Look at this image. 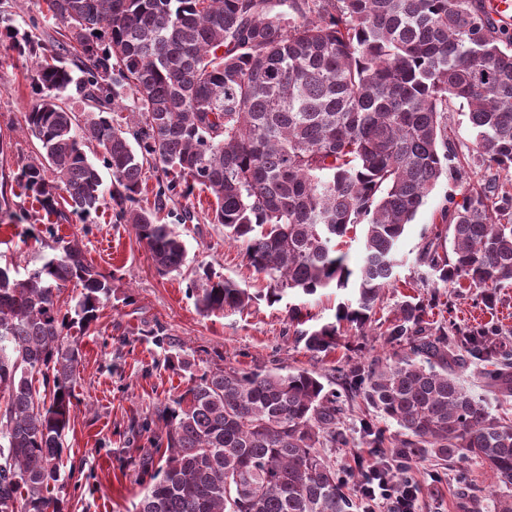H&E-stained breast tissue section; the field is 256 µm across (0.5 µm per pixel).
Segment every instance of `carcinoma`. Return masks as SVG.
<instances>
[{"instance_id":"carcinoma-1","label":"carcinoma","mask_w":512,"mask_h":512,"mask_svg":"<svg viewBox=\"0 0 512 512\" xmlns=\"http://www.w3.org/2000/svg\"><path fill=\"white\" fill-rule=\"evenodd\" d=\"M63 40L20 32L0 14V46L36 61V100L24 129L40 157L17 176L59 222L113 203L161 275L182 274L185 243L158 214L207 191L211 223L242 247L270 283L266 300L355 285L336 322L295 331L315 357L342 347L346 324L367 336L398 249L448 160L458 157L448 112L458 102L474 148L466 161L512 171V24L488 0H46ZM96 109L80 121L69 101ZM128 112L126 126L110 118ZM90 140L97 160L82 149ZM157 172L153 207H134ZM111 186H104L102 170ZM363 228L353 269L341 243ZM419 265L433 289L408 295L380 332L388 355L333 368L343 391L308 369L197 368L163 328L168 367L186 390L133 417L150 474L135 512H352L354 478L320 448L347 445L340 399L375 413L360 424L367 448H391L396 469L421 456L475 460L493 476L487 496L512 512V421L465 388L470 369L495 399L512 400V334L493 321L435 324L451 287L494 311L512 288V192L497 178L438 210ZM51 257L20 275L0 266V512H64L63 436L74 411L87 331L112 296L115 273L87 260L52 224ZM451 236L447 250L439 240ZM81 286L63 310V287ZM209 316L260 297L208 269L187 283ZM393 424L386 435L381 423Z\"/></svg>"}]
</instances>
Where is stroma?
I'll return each instance as SVG.
<instances>
[{"label": "stroma", "mask_w": 512, "mask_h": 512, "mask_svg": "<svg viewBox=\"0 0 512 512\" xmlns=\"http://www.w3.org/2000/svg\"><path fill=\"white\" fill-rule=\"evenodd\" d=\"M34 63L29 57L9 53L0 63V195L18 209L35 213L38 205L23 196L17 181L22 165L35 158L39 145L23 129V114L35 100L32 78ZM489 171L470 167L465 177L444 175L405 231L402 243L404 261L398 270L400 280L410 282L414 293L426 294L424 269L416 258L432 236L434 214L449 197L465 187L484 182ZM195 218L177 225L187 247L186 270L211 269L257 292L266 282L252 276L239 245L225 241L222 225L208 218V196L192 199ZM59 233L78 239L87 260L97 270L116 273L115 297L103 308L95 328L78 334L80 364L74 393L77 408L64 440V459L80 466L77 483H66L60 494L68 512H133L138 501L140 452L127 445L126 427L132 416L153 414L156 407L182 392L185 379L163 367L165 351L143 334L155 325L184 344L195 358L214 361L224 356L247 368H307L332 375L337 359L367 364L382 356L380 326L391 316L405 295L404 289H387L368 329L367 340L351 339L337 356L317 358L295 341V325L289 319L290 307L301 309L304 317L321 324L334 321L339 305L353 298L352 289L328 288L310 297H287L270 305L259 300L251 307L228 310L219 315L200 314L186 294L182 276L159 275L151 264L144 243L130 225L116 223L112 209L91 214L84 224H61ZM52 251L46 245L23 239L18 227L0 228V261H9L20 272L42 264ZM452 319L471 327L487 320L512 329V288L495 313L473 305L470 297H450L448 309L434 310V321ZM466 471L476 512H493L483 490L491 482L489 471L469 461L463 464L428 453L413 466L412 479L419 482V512H461L459 471Z\"/></svg>", "instance_id": "1"}]
</instances>
